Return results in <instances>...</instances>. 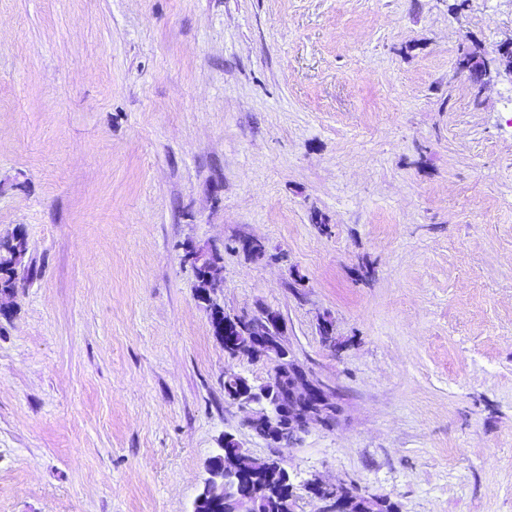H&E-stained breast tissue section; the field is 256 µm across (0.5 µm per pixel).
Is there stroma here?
<instances>
[{
    "label": "stroma",
    "mask_w": 512,
    "mask_h": 512,
    "mask_svg": "<svg viewBox=\"0 0 512 512\" xmlns=\"http://www.w3.org/2000/svg\"><path fill=\"white\" fill-rule=\"evenodd\" d=\"M0 0V237L38 274L0 318V512H190L233 436L398 512H512V0ZM262 241L265 256L241 243ZM218 299L268 308L335 393L270 444ZM331 320L339 351L319 335ZM461 71L468 72L473 87L478 91L502 71L510 74L512 79V41L499 49L497 58L488 59L480 55L474 62L466 64Z\"/></svg>",
    "instance_id": "obj_1"
}]
</instances>
